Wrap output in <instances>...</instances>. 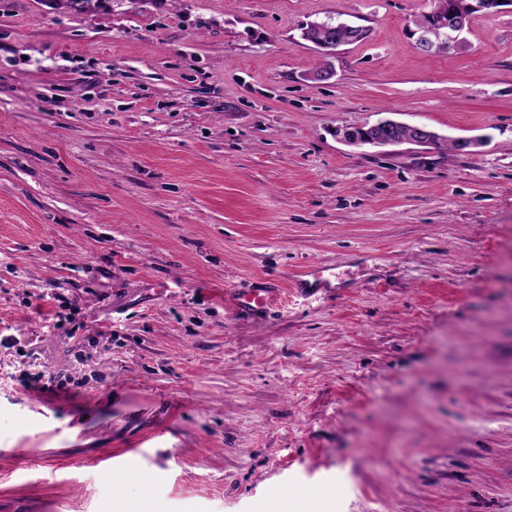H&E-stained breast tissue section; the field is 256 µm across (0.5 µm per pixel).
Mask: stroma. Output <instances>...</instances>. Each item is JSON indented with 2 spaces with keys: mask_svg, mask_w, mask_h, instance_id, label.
Returning <instances> with one entry per match:
<instances>
[{
  "mask_svg": "<svg viewBox=\"0 0 512 512\" xmlns=\"http://www.w3.org/2000/svg\"><path fill=\"white\" fill-rule=\"evenodd\" d=\"M431 7L0 0V512H512V8ZM432 2L433 6L430 12L422 15V18L417 23V28L425 30L430 38H428L425 32L421 31L416 39L418 48L427 53L433 52V47L429 45V40L434 45L435 53L440 50H447V48L449 52L464 42L465 38L462 37V33L466 25L467 12L481 10L485 5L494 6L495 8L505 4L512 6L511 0H459L457 8L452 14L448 15V11L455 8V0H433ZM440 19H448V21L437 22V25L442 29V33L436 28L435 23ZM443 39L447 48L441 45ZM406 126L414 133V138L402 141L395 137V132ZM336 136L354 146H390L402 143L424 146L432 144L437 136L424 125H409L395 120H383L376 124L361 127L336 128ZM327 273V274H326ZM332 272L320 266H310L298 279L291 283V288L300 295H312L313 288H329ZM279 289L273 284L263 283L261 287L246 288L234 293V303L238 310L255 315L270 310L272 301Z\"/></svg>",
  "mask_w": 512,
  "mask_h": 512,
  "instance_id": "35a3bbf8",
  "label": "stroma"
}]
</instances>
